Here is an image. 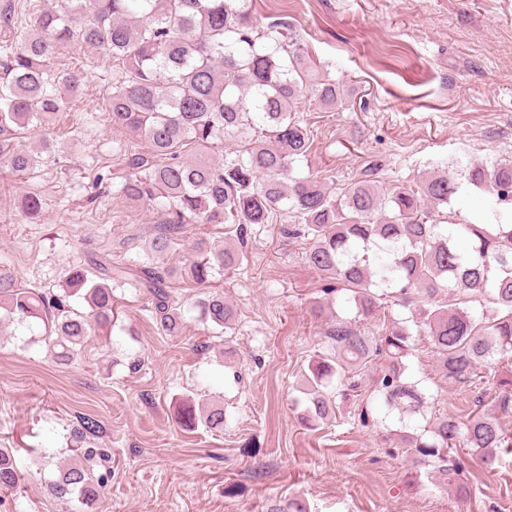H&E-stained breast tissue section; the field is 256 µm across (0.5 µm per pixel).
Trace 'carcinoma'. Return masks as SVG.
Returning <instances> with one entry per match:
<instances>
[{
  "label": "carcinoma",
  "instance_id": "obj_1",
  "mask_svg": "<svg viewBox=\"0 0 512 512\" xmlns=\"http://www.w3.org/2000/svg\"><path fill=\"white\" fill-rule=\"evenodd\" d=\"M248 2L67 0L62 11H41L31 30L1 35L0 161L19 173L32 168L35 158L19 146L18 135L70 109L87 82L82 71L52 70L62 49L79 42L112 59L107 109L112 124L149 144L146 152L126 154L132 173L120 192L159 205L164 215L148 252H169L187 224H230L242 241L252 224L291 219L290 234L310 241L305 261L328 282L325 291L346 292L355 307L353 319L332 316L327 351L303 374L301 422L307 427L329 423L337 401L357 396L361 373L382 360L375 391L387 413L398 415L400 444L415 474L425 470L435 485L466 500L470 483L451 452L460 447L491 469L495 449L512 447L498 417L512 415V374L497 382L491 398L498 413L464 421L445 417L419 433L412 423L424 416L427 397L406 376L412 333L396 321L369 336L356 321L381 309L374 289L390 290L406 303L414 299L417 328L428 337L443 378L472 383L487 369L512 366V161L469 162L414 184L389 186L370 168L334 194L314 178L295 176L294 164L307 155L310 134L296 120L294 104L308 94L332 108L342 101L340 88L293 38H285L280 25L260 27ZM226 142L225 155L212 158L210 151ZM464 183L485 194L494 222L476 224L445 212ZM461 235L471 241L467 251L455 245ZM244 259L239 247L200 239L181 268L117 264L96 280L76 264L56 290L28 288L0 270V324L6 317L29 328L41 326L52 357L68 365L92 333L116 325L118 286L142 289L156 328L174 336L182 312L167 280L185 277L206 289L215 272L234 269ZM445 293L457 296V302L441 303ZM194 307L212 329L222 334L235 329L236 311L224 295L206 290ZM177 418L188 429L202 423L221 430L224 408L187 401ZM101 432L97 418L79 417L80 439ZM110 460L104 452L88 450L58 466L45 491L63 512H71L75 501L81 512H93L111 474ZM19 484L10 452L0 449V489ZM268 512L309 508L293 496L274 502Z\"/></svg>",
  "mask_w": 512,
  "mask_h": 512
}]
</instances>
